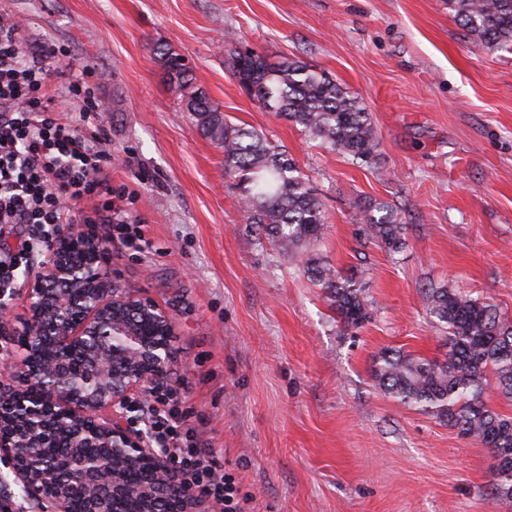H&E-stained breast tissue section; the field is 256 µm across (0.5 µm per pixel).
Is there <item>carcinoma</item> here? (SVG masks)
<instances>
[{"mask_svg": "<svg viewBox=\"0 0 512 512\" xmlns=\"http://www.w3.org/2000/svg\"><path fill=\"white\" fill-rule=\"evenodd\" d=\"M448 9L465 33L485 50L512 53V0H448ZM225 40L238 83L278 117L301 127L332 152L365 166L378 161V137L361 98L328 73L300 60L277 65ZM174 92L197 131L224 151V174L245 182L242 212L259 244L292 253L308 278L325 292L336 322L358 329L372 319L374 302L359 279L344 277L314 253L327 219L322 205L294 158L254 128L230 123L221 108L196 86L180 55L157 51ZM407 226L386 201L364 210L358 234L392 254L407 245ZM431 322L446 333L443 362L391 350L372 366L375 385L390 397L432 414L459 434L490 449L496 461L489 497L512 508V416L490 407L489 387L512 400V318L489 300L472 297L446 283L421 290Z\"/></svg>", "mask_w": 512, "mask_h": 512, "instance_id": "cac0c4a2", "label": "carcinoma"}]
</instances>
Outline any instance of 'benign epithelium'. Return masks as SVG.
I'll use <instances>...</instances> for the list:
<instances>
[{
    "instance_id": "benign-epithelium-1",
    "label": "benign epithelium",
    "mask_w": 512,
    "mask_h": 512,
    "mask_svg": "<svg viewBox=\"0 0 512 512\" xmlns=\"http://www.w3.org/2000/svg\"><path fill=\"white\" fill-rule=\"evenodd\" d=\"M81 240L95 263L75 262ZM101 241L69 225L26 289L17 384L0 386V457L43 512H207L143 437L100 412L165 387L176 363L170 313L111 284Z\"/></svg>"
}]
</instances>
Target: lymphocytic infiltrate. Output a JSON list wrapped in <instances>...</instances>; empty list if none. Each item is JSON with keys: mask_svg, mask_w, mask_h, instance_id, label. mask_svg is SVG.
Wrapping results in <instances>:
<instances>
[{"mask_svg": "<svg viewBox=\"0 0 512 512\" xmlns=\"http://www.w3.org/2000/svg\"><path fill=\"white\" fill-rule=\"evenodd\" d=\"M54 49L35 60L20 49L18 24L0 21V224L26 225L25 257L48 252L57 234L72 223L70 202L111 192L102 179L111 156L99 137L82 135L55 112L48 88L58 72ZM95 223L114 225V244L143 252L142 229L125 210L104 201ZM145 442L201 498L219 512H244L246 497L234 475L224 471L212 452L199 448L197 430L179 389L153 393L137 406Z\"/></svg>", "mask_w": 512, "mask_h": 512, "instance_id": "obj_1", "label": "lymphocytic infiltrate"}]
</instances>
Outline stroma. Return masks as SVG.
<instances>
[{
  "label": "stroma",
  "instance_id": "35a3bbf8",
  "mask_svg": "<svg viewBox=\"0 0 512 512\" xmlns=\"http://www.w3.org/2000/svg\"><path fill=\"white\" fill-rule=\"evenodd\" d=\"M26 56L55 46L88 68L102 108L82 121L68 74L55 109L105 140L113 201L147 252L113 248L115 285L173 319L172 386L202 447L234 473L245 512H495V460L434 416L384 395L372 362L389 349L444 360L422 288L448 283L512 316V54L466 36L446 0H0ZM269 62L298 58L360 97L378 166L353 164L260 109L232 74L227 33ZM180 54L226 119L269 135L307 176L328 216L318 253L362 273L374 300L357 330L336 322L298 259L256 245L224 153L195 128L157 48ZM407 224L389 255L360 239L369 202ZM37 259L0 288L21 352Z\"/></svg>",
  "mask_w": 512,
  "mask_h": 512
}]
</instances>
